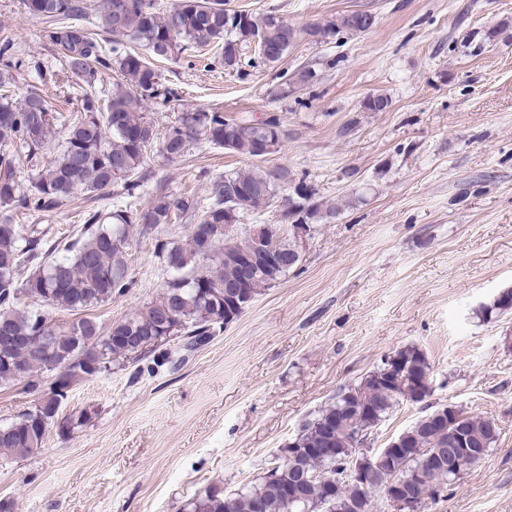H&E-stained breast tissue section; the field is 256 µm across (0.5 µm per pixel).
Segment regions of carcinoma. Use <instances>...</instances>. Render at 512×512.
<instances>
[{"mask_svg":"<svg viewBox=\"0 0 512 512\" xmlns=\"http://www.w3.org/2000/svg\"><path fill=\"white\" fill-rule=\"evenodd\" d=\"M26 13L44 23L45 37L64 51L72 76L87 86L99 81L102 71L117 66L123 81L104 101L87 97L82 109L68 120L59 119L41 90L33 86L15 102L10 89L15 73L23 68L42 71L32 59H23L9 37L0 39V332L22 336L28 343L0 354V385H21L22 393L33 397L28 410L6 426H0V462H9L42 448L47 429L58 423L71 429L82 417L59 420V408L77 382L111 372L125 361H151L136 367L134 375H153L168 363L160 326L174 322L191 336L188 350L207 345L236 318L224 294V284L237 278L235 259L252 251L247 232L219 230L208 244L190 233L186 244L161 242L158 257L171 272L159 299L143 305L130 315L102 330L86 312L123 295L133 286L128 275L126 249L137 231L146 233L184 218L193 202L162 191L152 196L146 208L127 206L111 213L104 223L95 212L73 235L47 238L24 224L13 221L17 209L47 212L79 192L120 187L130 198L141 187L145 153L155 138V128L146 112L148 103L165 101L171 90L161 82L153 61L168 59L186 51L207 48L206 67L238 69L241 43L251 40V29L261 28L267 51L257 54L258 62L273 67L287 55L297 40V29L281 19L248 14L237 17L224 8V0H178L167 11H159L154 0H104L94 12L87 0H22ZM375 24V16L354 11L336 21L306 30L323 40L334 35H360ZM134 44L127 48L116 41L105 48L95 29ZM368 112H385L391 99L369 94L363 102ZM267 126L224 117L222 112L197 109L184 112L171 124L161 142L169 159H178L204 140L215 146L256 159L258 147L272 139ZM63 150L42 164L40 152L57 138ZM38 168L30 188L16 181L20 160ZM235 183L251 189L239 197L233 210L224 211V191ZM293 187L284 220L288 224L324 223L341 214L343 204H328L316 190L287 169L249 165L215 178L210 183V203L197 220L199 224H237L239 218L267 208L284 185ZM300 260L284 268L262 266L245 288L251 296L279 282ZM27 265L33 274L24 282L18 270ZM31 295L44 305L75 315L71 321L54 320L48 314L21 304L20 295ZM512 311V290L497 296L482 314ZM62 364L60 376L47 363ZM431 366L415 346H405L387 356L359 383L340 389L331 402L306 421L288 442L274 465L260 478L226 495L214 486L196 495L187 512H254V502L264 503V512H372L371 505L386 485L381 476L361 484L349 474L353 448L349 431L358 424L372 435L375 428L415 391V378H430ZM421 416L399 434L409 447H385L395 472L416 474L407 492L414 512H421L455 483L469 467L488 455L499 435L496 421L488 416L463 415L464 429L480 455L466 458L459 470L448 467L430 454L448 447L447 424L435 420L448 414V405H434L420 399Z\"/></svg>","mask_w":512,"mask_h":512,"instance_id":"obj_1","label":"carcinoma"}]
</instances>
